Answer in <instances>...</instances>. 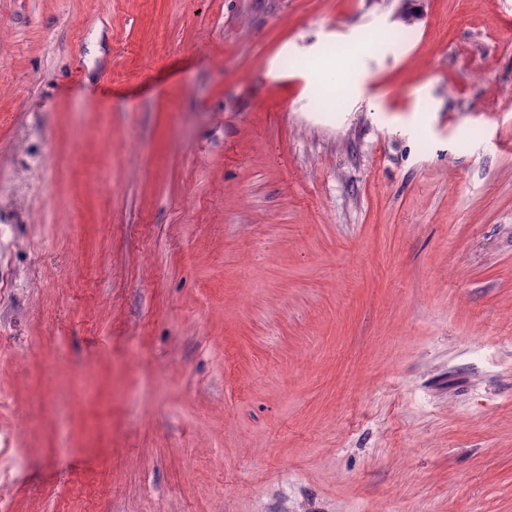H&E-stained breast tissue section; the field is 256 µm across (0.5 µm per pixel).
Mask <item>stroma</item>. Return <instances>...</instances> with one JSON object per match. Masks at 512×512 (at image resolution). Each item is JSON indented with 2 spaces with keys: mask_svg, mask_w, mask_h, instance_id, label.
<instances>
[{
  "mask_svg": "<svg viewBox=\"0 0 512 512\" xmlns=\"http://www.w3.org/2000/svg\"><path fill=\"white\" fill-rule=\"evenodd\" d=\"M1 62L0 512H512V0H0Z\"/></svg>",
  "mask_w": 512,
  "mask_h": 512,
  "instance_id": "35a3bbf8",
  "label": "stroma"
}]
</instances>
